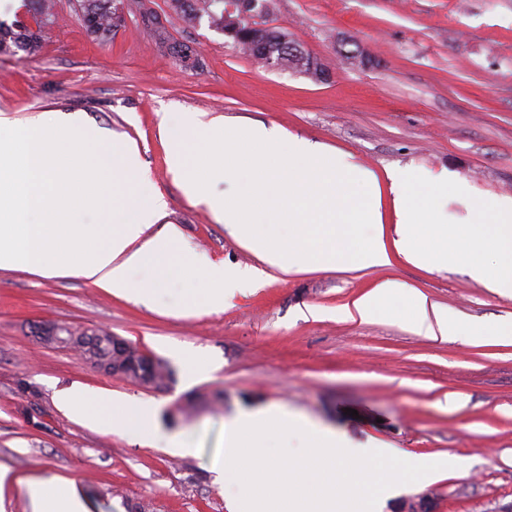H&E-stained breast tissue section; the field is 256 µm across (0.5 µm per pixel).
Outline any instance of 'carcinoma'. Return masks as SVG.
<instances>
[{
	"instance_id": "1",
	"label": "carcinoma",
	"mask_w": 512,
	"mask_h": 512,
	"mask_svg": "<svg viewBox=\"0 0 512 512\" xmlns=\"http://www.w3.org/2000/svg\"><path fill=\"white\" fill-rule=\"evenodd\" d=\"M225 0H168L169 12L159 15L150 6L149 0H78L79 10L90 37L104 41L112 30L123 21L119 8L139 14L149 23L158 36L166 33V25L174 20L193 27L204 17L211 27L222 32L227 31L233 48L266 67L268 60L282 54H288V31L279 26L267 27L254 21V17L268 9V0H255L256 5L242 15L238 12L224 14ZM40 34L24 23L11 27L0 25V53H15L19 50L31 52L39 44ZM172 53L185 65H193L198 54L187 43L171 46ZM95 339L77 345V349L87 359L110 357L111 333L105 329L94 330ZM148 372L156 388L166 386L172 379V370L160 360L149 358Z\"/></svg>"
}]
</instances>
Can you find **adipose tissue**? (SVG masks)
Returning a JSON list of instances; mask_svg holds the SVG:
<instances>
[{
  "label": "adipose tissue",
  "mask_w": 512,
  "mask_h": 512,
  "mask_svg": "<svg viewBox=\"0 0 512 512\" xmlns=\"http://www.w3.org/2000/svg\"><path fill=\"white\" fill-rule=\"evenodd\" d=\"M386 179L398 255L418 267L462 266L489 287L502 286L503 273L512 271V198L477 203L470 223L452 224L440 202L459 191L457 181L428 180L413 167L389 171ZM163 216L164 205L141 174L134 144L106 141L49 111L26 126L0 125V271L75 275L112 296L144 304L163 296L179 314L223 308L236 275L184 249L175 227H167L164 236H149ZM488 254L496 257V268L484 265ZM341 314L352 322L401 320L437 343L476 335L459 312L396 280L354 298ZM55 399L65 415L89 429L118 428L141 444L162 439L178 455L198 447V431L163 434L151 406L80 383L58 391ZM16 481L31 512H90L74 481L41 476L19 481L4 466L0 512L6 509V486Z\"/></svg>",
  "instance_id": "1"
}]
</instances>
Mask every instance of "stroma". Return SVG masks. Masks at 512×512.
Masks as SVG:
<instances>
[{
    "mask_svg": "<svg viewBox=\"0 0 512 512\" xmlns=\"http://www.w3.org/2000/svg\"><path fill=\"white\" fill-rule=\"evenodd\" d=\"M40 24L27 0L0 15L41 27L36 51L0 54V123L42 112L134 141L141 171L176 225L185 249L259 279L223 310L180 316L114 297L76 277L45 279L0 271V464L19 478L75 481L91 512H227L233 487L215 483L225 418L284 406L399 455L447 458L436 479L389 499L384 512L424 493L433 512H506L512 507V343L494 338L437 344L387 320L350 322L341 308L395 279L475 323L512 318V288L487 287L468 270H425L401 256L391 265L285 274L260 262L192 203L170 171L164 112H206L261 122L336 151L342 165L384 175L416 165L426 175L464 179L468 191L443 200L452 224L472 203L512 196V0H272L265 21L330 72L319 83L256 65L208 21L174 23L176 42L195 44L200 64L184 66L153 30L125 14L108 41L86 32L76 0H55ZM359 45L374 60L360 69L339 54ZM105 328L174 373L157 389L110 377L35 329ZM207 364L198 379L187 358ZM79 382L159 409L163 430L196 429V454L145 446L120 431L100 433L57 408V389ZM223 392L224 403L210 397ZM195 398L198 411L178 408Z\"/></svg>",
    "mask_w": 512,
    "mask_h": 512,
    "instance_id": "obj_1",
    "label": "stroma"
}]
</instances>
